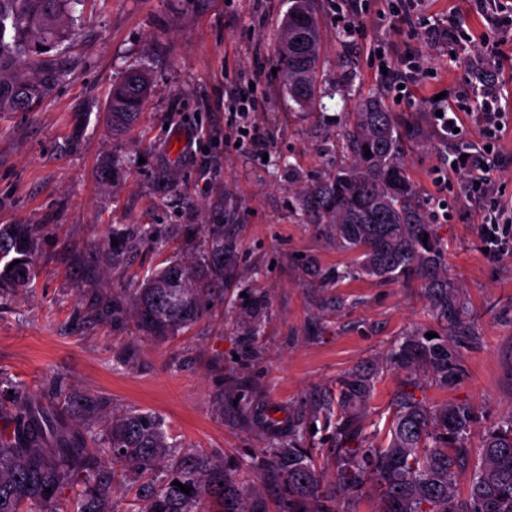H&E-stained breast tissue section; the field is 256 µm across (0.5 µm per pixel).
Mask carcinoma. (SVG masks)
<instances>
[{
    "label": "carcinoma",
    "instance_id": "1",
    "mask_svg": "<svg viewBox=\"0 0 512 512\" xmlns=\"http://www.w3.org/2000/svg\"><path fill=\"white\" fill-rule=\"evenodd\" d=\"M81 0H0V112L38 105L63 76L51 60L27 61L66 38L65 22ZM314 0H292L280 30L279 66L288 96L300 107L317 99L320 29ZM153 80L145 69L131 70L112 84L107 111L112 128L132 124ZM350 162L335 175L301 190L297 209L314 224L326 225L336 249L354 254L351 267L327 280L359 275L382 281H419L442 331L402 337L380 362L356 368L336 379L320 402L319 413L335 425L334 482L324 484L313 451L304 447V430L288 415V434L271 427V441L253 468L278 489L277 512H340L338 500H354L372 485L380 493L378 512H512V417L487 429L467 494L457 485L461 462L469 455L468 439L477 419L467 401L428 406L414 395L419 380L448 388L465 374L458 351L470 336L467 305L448 278V265L434 225L415 205L405 173L394 113L378 100H367L354 113L346 132ZM371 156H365V150ZM427 242H422L423 237ZM36 227L0 225V296L16 294L35 275ZM236 245L224 228L209 231L200 263L175 260L156 270L128 301L112 300V316L126 314L147 336L165 340L197 321L208 283L234 280ZM264 300L255 296L239 313L246 335L254 336ZM405 374L406 383L393 400V416L383 442L365 430L369 400L385 370ZM29 392L15 391L13 431L0 430V512H59L69 497L70 512H116L117 467L134 475L161 472L135 489L136 512H270L265 492L244 486L237 469L204 452L181 457L168 442L163 419L131 410L109 423L105 455L89 447L90 427L62 436L54 417L26 413ZM79 412L96 413L97 397L71 392ZM191 488L185 494L173 481Z\"/></svg>",
    "mask_w": 512,
    "mask_h": 512
}]
</instances>
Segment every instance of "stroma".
<instances>
[{
	"label": "stroma",
	"mask_w": 512,
	"mask_h": 512,
	"mask_svg": "<svg viewBox=\"0 0 512 512\" xmlns=\"http://www.w3.org/2000/svg\"><path fill=\"white\" fill-rule=\"evenodd\" d=\"M290 0H83L57 57L64 75L27 112H0V225L38 227L36 276L0 302V415L14 413L23 386L32 410L72 421L67 392L103 398L90 425L130 409L160 415L177 453L195 450L240 464L242 477L266 448L269 410L292 411L332 479V434L317 417L344 372L372 363L406 333L434 322L417 282L347 278L321 287L319 274L352 265L351 253L306 223L298 190L346 157L349 113L381 100L402 130L401 150L416 202L435 224L448 274L461 286L474 336L460 350L465 375L452 388L424 386L417 398L466 400L485 429L512 413V248L489 256L478 234L486 200L446 175V153L479 138L483 89L497 94L503 130L489 159L497 198L512 207V6L476 0H318L321 85L329 98L308 108L287 95L277 66L278 31ZM447 30L429 39L431 26ZM422 67L398 95L388 72ZM149 70L154 90L127 131L105 118L112 83ZM461 109L453 141L435 130L434 98ZM265 139L262 153L239 148L242 99ZM229 224L236 242L233 287L214 283L211 310L166 341L113 319L156 268L200 259L203 227ZM153 228L157 242L138 235ZM129 240L118 264L104 247L114 230ZM267 306L259 333L236 327L246 297ZM64 391L53 390L54 376ZM404 376L384 373L366 427L383 440Z\"/></svg>",
	"instance_id": "obj_1"
}]
</instances>
